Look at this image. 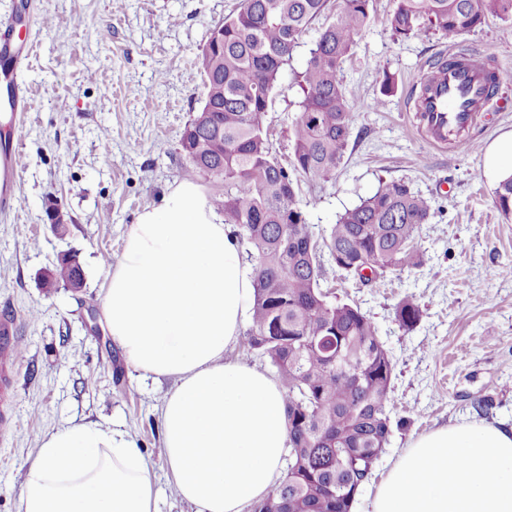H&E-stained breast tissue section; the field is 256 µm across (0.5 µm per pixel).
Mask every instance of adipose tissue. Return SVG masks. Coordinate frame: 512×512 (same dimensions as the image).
Returning <instances> with one entry per match:
<instances>
[{
  "instance_id": "obj_1",
  "label": "adipose tissue",
  "mask_w": 512,
  "mask_h": 512,
  "mask_svg": "<svg viewBox=\"0 0 512 512\" xmlns=\"http://www.w3.org/2000/svg\"><path fill=\"white\" fill-rule=\"evenodd\" d=\"M252 296L234 226L192 182L138 215L102 287L113 343L144 376L174 381L162 448L194 512H245L283 475L284 392L229 356ZM155 499L134 440L79 423L43 439L16 512H155ZM373 512H512V427L473 419L415 438L380 481Z\"/></svg>"
}]
</instances>
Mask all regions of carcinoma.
Listing matches in <instances>:
<instances>
[{"label": "carcinoma", "instance_id": "1", "mask_svg": "<svg viewBox=\"0 0 512 512\" xmlns=\"http://www.w3.org/2000/svg\"><path fill=\"white\" fill-rule=\"evenodd\" d=\"M372 10V0H241L196 54L206 97L181 135V151L222 186L215 204L248 245L254 294L247 341L269 359L285 398L284 475L252 512H352L379 461L377 450L388 447L393 433L395 366L378 326L357 303L330 299L320 281L328 264L340 277L375 286L388 273L419 268L418 238L431 204L401 179L382 181L320 233L296 200L299 179L327 182L345 156L356 104L344 65ZM332 12L296 74L300 113L284 165L265 114L294 49L315 20ZM494 16L512 21V0H393L387 24L398 40L434 34L452 44ZM468 56L463 50L435 56L416 103L434 73ZM493 202L512 215V177L499 182ZM48 278L75 289L83 283L80 266L65 257ZM395 319L405 330L420 321L412 296L397 303Z\"/></svg>", "mask_w": 512, "mask_h": 512}]
</instances>
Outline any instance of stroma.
Listing matches in <instances>:
<instances>
[{
  "label": "stroma",
  "instance_id": "obj_1",
  "mask_svg": "<svg viewBox=\"0 0 512 512\" xmlns=\"http://www.w3.org/2000/svg\"><path fill=\"white\" fill-rule=\"evenodd\" d=\"M240 0H0V14L24 15L17 44L34 43L25 62L31 107L23 133L25 165L16 205L0 213V311L20 316L13 436L0 445V512H15L30 458L50 433L74 423L127 431L149 459L157 512H193L162 455L159 406L169 379L143 377L113 344L101 312V286L121 258L130 224L184 181L216 193L181 152L179 140L205 90L195 63L215 26ZM392 0H373V20L344 67L357 108L345 157L328 182H301L299 204L317 230L369 197L380 181L402 179L431 199L419 244L424 263L389 273L385 287L338 278L324 288L357 302L377 324L395 364L391 443L352 512H372L382 475L410 442L475 418L512 424V217L493 205L497 183L482 171L486 148L512 131V37L490 18L454 45L487 55L504 75L501 109L482 120L475 148L440 150L413 127L420 76L449 45L432 36L397 40L386 18ZM305 36L284 66L265 117L279 158L290 153L300 112L295 74L309 56ZM398 90L380 93L384 73ZM55 197L65 233L46 214ZM65 254L83 286L47 288L42 277ZM413 296L420 322L405 330L394 308Z\"/></svg>",
  "mask_w": 512,
  "mask_h": 512
}]
</instances>
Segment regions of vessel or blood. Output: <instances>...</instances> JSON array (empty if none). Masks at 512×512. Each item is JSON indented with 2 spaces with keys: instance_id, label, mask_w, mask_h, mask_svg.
Masks as SVG:
<instances>
[{
  "instance_id": "b4317fda",
  "label": "vessel or blood",
  "mask_w": 512,
  "mask_h": 512,
  "mask_svg": "<svg viewBox=\"0 0 512 512\" xmlns=\"http://www.w3.org/2000/svg\"><path fill=\"white\" fill-rule=\"evenodd\" d=\"M13 27L0 26V84L8 91V103L15 126H22L29 108V95L21 72L24 59L13 41ZM487 60L469 57L463 67H453L440 75L416 115L425 128L432 146L447 148L456 134L476 128L485 112L496 102L485 93ZM23 166L21 137L12 134L0 148V212H11L16 204L13 190ZM16 314L0 315V441H6L12 430V404L18 384L16 365L22 339L18 334Z\"/></svg>"
}]
</instances>
